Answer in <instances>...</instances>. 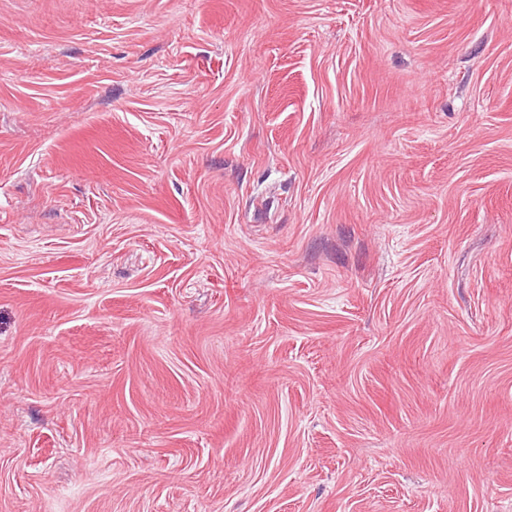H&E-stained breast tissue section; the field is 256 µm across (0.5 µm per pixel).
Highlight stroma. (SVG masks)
<instances>
[{
	"label": "stroma",
	"mask_w": 512,
	"mask_h": 512,
	"mask_svg": "<svg viewBox=\"0 0 512 512\" xmlns=\"http://www.w3.org/2000/svg\"><path fill=\"white\" fill-rule=\"evenodd\" d=\"M0 512H512V0H0Z\"/></svg>",
	"instance_id": "1"
}]
</instances>
